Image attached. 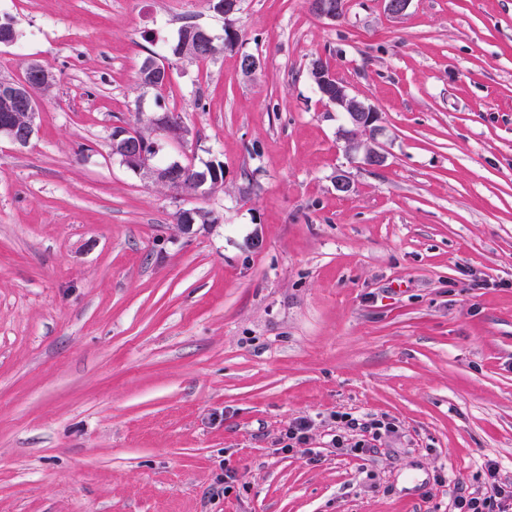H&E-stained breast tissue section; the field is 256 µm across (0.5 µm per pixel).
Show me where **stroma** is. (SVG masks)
<instances>
[{"label": "stroma", "mask_w": 512, "mask_h": 512, "mask_svg": "<svg viewBox=\"0 0 512 512\" xmlns=\"http://www.w3.org/2000/svg\"><path fill=\"white\" fill-rule=\"evenodd\" d=\"M1 13L0 82L37 60L56 84L30 144L0 141V512H452L484 458L512 480V0H241L236 49L160 92L143 59L188 21L223 38L209 0ZM318 56L378 112L382 166L345 152ZM161 108L190 135L155 163H222L223 188L111 155ZM335 412L399 435L334 451ZM313 426V420L307 416L295 418L293 422L288 425L283 441H287L281 450L285 453L292 452L295 448L301 445H306L309 441V431Z\"/></svg>", "instance_id": "obj_1"}]
</instances>
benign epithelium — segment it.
Returning <instances> with one entry per match:
<instances>
[{
	"mask_svg": "<svg viewBox=\"0 0 512 512\" xmlns=\"http://www.w3.org/2000/svg\"><path fill=\"white\" fill-rule=\"evenodd\" d=\"M209 47L210 37L207 34L196 28H188L182 32L178 59L196 60L203 56ZM28 73L39 89L37 95L26 81L0 83V138L4 137L22 147L30 143L35 133L40 97L47 94L55 85L52 70L39 62L31 63ZM313 73L315 84L322 89L328 103L347 115L350 126L372 128L374 133H380L377 126L378 113L374 108L351 95L348 87L320 63L314 64ZM153 132L179 142L186 141L189 136L188 129L176 128L162 118L153 124ZM151 142L152 137L141 131L131 135L118 133L111 137V154L118 157L129 169L142 172L155 181L165 182L168 188L177 194L183 193L182 170L173 164L166 168L153 165L147 153ZM345 151L358 157L367 167H379L385 160L374 138L363 141L358 136L348 133L345 135Z\"/></svg>",
	"mask_w": 512,
	"mask_h": 512,
	"instance_id": "benign-epithelium-1",
	"label": "benign epithelium"
}]
</instances>
